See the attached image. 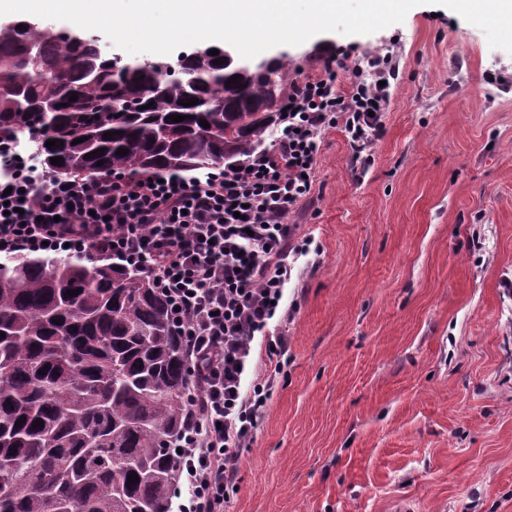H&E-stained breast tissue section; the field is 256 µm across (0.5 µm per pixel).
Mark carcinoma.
Segmentation results:
<instances>
[{
    "label": "carcinoma",
    "instance_id": "cac0c4a2",
    "mask_svg": "<svg viewBox=\"0 0 512 512\" xmlns=\"http://www.w3.org/2000/svg\"><path fill=\"white\" fill-rule=\"evenodd\" d=\"M178 70L120 65L28 20L0 25V136L38 126L43 165L65 178L183 175L264 147L288 99L286 62L259 73L191 52ZM189 98L198 104H178ZM0 332V512H171L191 375L166 297L115 263L0 258Z\"/></svg>",
    "mask_w": 512,
    "mask_h": 512
}]
</instances>
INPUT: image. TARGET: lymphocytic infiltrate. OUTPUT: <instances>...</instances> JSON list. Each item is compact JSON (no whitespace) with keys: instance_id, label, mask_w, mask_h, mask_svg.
I'll return each instance as SVG.
<instances>
[{"instance_id":"1","label":"lymphocytic infiltrate","mask_w":512,"mask_h":512,"mask_svg":"<svg viewBox=\"0 0 512 512\" xmlns=\"http://www.w3.org/2000/svg\"><path fill=\"white\" fill-rule=\"evenodd\" d=\"M397 78L388 54L354 65L330 57L320 76L297 82L273 148L154 184L117 172L56 180L18 164L0 139V255H96L145 275L174 308L194 388L173 442L188 494L180 512H224L236 490L240 451L288 362L287 337L264 330L306 251L289 217L311 198L328 129L341 127L354 160L371 165Z\"/></svg>"}]
</instances>
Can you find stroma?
<instances>
[{
    "label": "stroma",
    "mask_w": 512,
    "mask_h": 512,
    "mask_svg": "<svg viewBox=\"0 0 512 512\" xmlns=\"http://www.w3.org/2000/svg\"><path fill=\"white\" fill-rule=\"evenodd\" d=\"M391 53L366 172L326 132L288 338L227 512H512V54L453 11L281 45L290 76Z\"/></svg>",
    "instance_id": "stroma-1"
}]
</instances>
